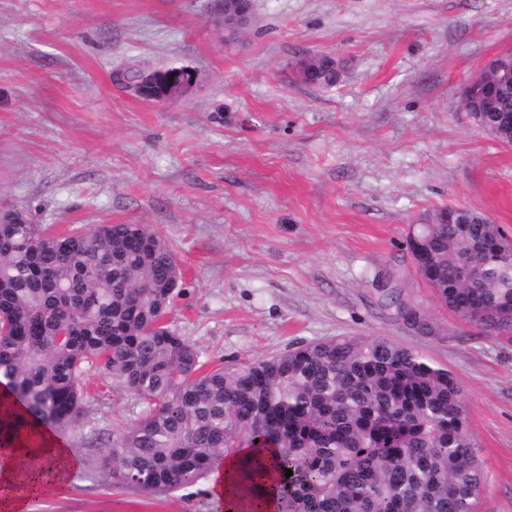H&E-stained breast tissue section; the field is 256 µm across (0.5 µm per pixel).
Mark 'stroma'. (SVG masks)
Returning a JSON list of instances; mask_svg holds the SVG:
<instances>
[{
	"mask_svg": "<svg viewBox=\"0 0 512 512\" xmlns=\"http://www.w3.org/2000/svg\"><path fill=\"white\" fill-rule=\"evenodd\" d=\"M212 0H0V211L54 229L145 224L173 247L171 323L202 361L231 366L334 336H374L457 379L486 474L476 512H512V333L448 311L419 277L413 225L476 209L512 239V146L465 111L462 87L512 49V0H251L227 37ZM344 65L330 88L296 60ZM185 66L162 103L118 69ZM402 302L436 329L411 330ZM85 412L59 431L89 463L77 494L30 512H219L208 481L162 496L113 494L91 465L141 404L101 366ZM331 66L336 67L334 58L327 56ZM307 67L295 70L293 69V76L296 83L301 85H319V86H333L339 78L336 76V70L332 67L319 66V56H311L305 58Z\"/></svg>",
	"mask_w": 512,
	"mask_h": 512,
	"instance_id": "1",
	"label": "stroma"
}]
</instances>
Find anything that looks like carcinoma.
Instances as JSON below:
<instances>
[{"label": "carcinoma", "instance_id": "carcinoma-1", "mask_svg": "<svg viewBox=\"0 0 512 512\" xmlns=\"http://www.w3.org/2000/svg\"><path fill=\"white\" fill-rule=\"evenodd\" d=\"M301 85L333 86L336 70L306 58ZM466 85V111L512 145V82ZM447 209L410 246L449 311L493 333L512 330V245L471 210ZM172 246L145 224L57 231L0 217V387L23 405L0 413V444L35 423L69 428L83 413L85 368L101 364L144 405L95 460L112 493L194 485L238 449H277L275 512H474L485 472L448 369L373 336H336L262 360L201 361L165 323L179 291L163 285ZM27 440L33 436L27 435Z\"/></svg>", "mask_w": 512, "mask_h": 512}]
</instances>
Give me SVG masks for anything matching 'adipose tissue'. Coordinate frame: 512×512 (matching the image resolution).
<instances>
[{"label":"adipose tissue","instance_id":"ef3b65f1","mask_svg":"<svg viewBox=\"0 0 512 512\" xmlns=\"http://www.w3.org/2000/svg\"><path fill=\"white\" fill-rule=\"evenodd\" d=\"M270 454L267 448H243L213 471L211 495L224 512H274L275 490L270 481L247 491L240 480L245 461ZM72 468L70 449L43 425L37 428L35 445L0 448V512H25L34 497L66 491Z\"/></svg>","mask_w":512,"mask_h":512}]
</instances>
